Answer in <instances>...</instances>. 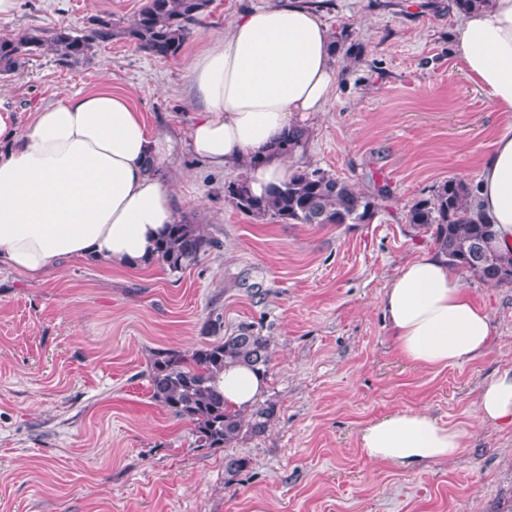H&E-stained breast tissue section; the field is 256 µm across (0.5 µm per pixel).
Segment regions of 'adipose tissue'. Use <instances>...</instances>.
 <instances>
[{
  "label": "adipose tissue",
  "instance_id": "ef3b65f1",
  "mask_svg": "<svg viewBox=\"0 0 512 512\" xmlns=\"http://www.w3.org/2000/svg\"><path fill=\"white\" fill-rule=\"evenodd\" d=\"M452 41L467 76L497 111L512 112V0L460 14ZM334 56L327 25L305 0L250 7L188 61L193 116L185 147L208 168L239 170L254 195L286 181L292 165L277 142L323 111L336 81ZM173 143L107 90L66 96L20 132L0 114V267L38 281L67 260L150 264L178 219L173 187L160 173ZM477 202L500 246L512 248V124L481 165ZM382 308L400 353L419 367L469 361L490 345L486 308L437 254L405 262ZM217 385L229 405L244 408L265 379L230 365ZM477 413L487 423L512 422V368L483 388ZM359 440L371 462L414 470L458 455L464 433L408 410L368 425Z\"/></svg>",
  "mask_w": 512,
  "mask_h": 512
}]
</instances>
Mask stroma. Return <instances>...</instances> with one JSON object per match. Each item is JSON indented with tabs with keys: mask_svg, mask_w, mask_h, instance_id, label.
Masks as SVG:
<instances>
[{
	"mask_svg": "<svg viewBox=\"0 0 512 512\" xmlns=\"http://www.w3.org/2000/svg\"><path fill=\"white\" fill-rule=\"evenodd\" d=\"M257 0H212L174 58L119 34L81 63L53 51L0 75V111L24 130L41 108L102 88L128 97L150 130L184 136L186 65ZM145 0H22L0 36L129 21ZM336 89L306 125L298 167L377 197L368 224H282L238 211L236 170L181 148L165 163L178 216L214 245L185 271H111L70 260L37 282L0 268V512H512V424L476 418L479 395L512 367V287L464 280L491 319L488 351L443 368L406 360L381 306L408 260L433 252L407 224L444 181L476 183L507 118L454 51L448 0H320ZM268 337L256 403L263 433L200 447L192 425L156 402V351L184 354L239 329ZM421 409L465 432L454 459L409 471L369 461L361 430ZM245 459L235 477L225 455Z\"/></svg>",
	"mask_w": 512,
	"mask_h": 512,
	"instance_id": "stroma-1",
	"label": "stroma"
}]
</instances>
